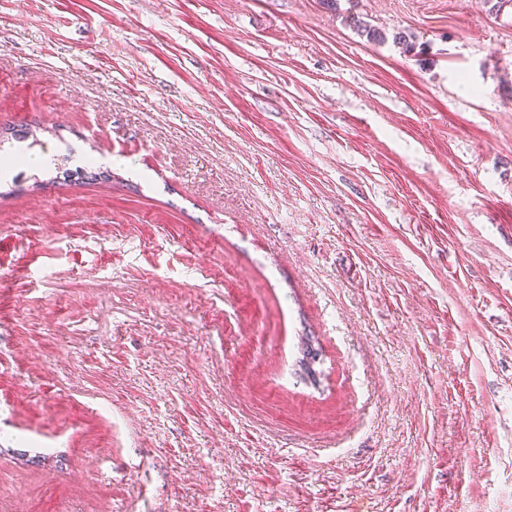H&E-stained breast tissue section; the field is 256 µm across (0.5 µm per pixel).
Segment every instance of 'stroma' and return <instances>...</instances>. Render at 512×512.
I'll use <instances>...</instances> for the list:
<instances>
[{"instance_id":"stroma-1","label":"stroma","mask_w":512,"mask_h":512,"mask_svg":"<svg viewBox=\"0 0 512 512\" xmlns=\"http://www.w3.org/2000/svg\"><path fill=\"white\" fill-rule=\"evenodd\" d=\"M5 128L0 512H512V6L0 0Z\"/></svg>"}]
</instances>
